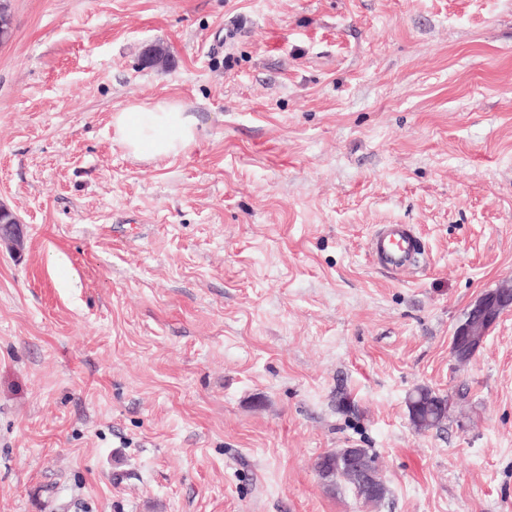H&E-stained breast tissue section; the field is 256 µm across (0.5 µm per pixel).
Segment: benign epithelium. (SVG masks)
I'll list each match as a JSON object with an SVG mask.
<instances>
[{
    "instance_id": "1",
    "label": "benign epithelium",
    "mask_w": 512,
    "mask_h": 512,
    "mask_svg": "<svg viewBox=\"0 0 512 512\" xmlns=\"http://www.w3.org/2000/svg\"><path fill=\"white\" fill-rule=\"evenodd\" d=\"M0 238L19 243L24 238V228L11 211L0 209ZM512 307V285L501 284L485 292L467 310L451 339V353L457 362H469L481 347L486 335L497 322L500 314Z\"/></svg>"
}]
</instances>
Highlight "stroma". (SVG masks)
<instances>
[{
  "instance_id": "1",
  "label": "stroma",
  "mask_w": 512,
  "mask_h": 512,
  "mask_svg": "<svg viewBox=\"0 0 512 512\" xmlns=\"http://www.w3.org/2000/svg\"><path fill=\"white\" fill-rule=\"evenodd\" d=\"M0 512H512V0H11ZM167 56L143 62L147 46ZM175 98L187 153L113 112ZM382 224L415 266L374 262ZM450 396L420 431L407 398ZM376 453L379 503L315 463ZM122 148L137 158L177 156L196 145L199 120L174 98L134 101L112 114ZM8 218L4 222L5 218ZM0 238L14 243H20L24 238V228L19 219L11 211L0 209ZM416 238L406 224H382L372 235L369 247L378 262L395 271L407 269L415 251ZM512 307V285L501 284L486 291L467 310L451 339V353L457 362H469L481 347L500 314Z\"/></svg>"
}]
</instances>
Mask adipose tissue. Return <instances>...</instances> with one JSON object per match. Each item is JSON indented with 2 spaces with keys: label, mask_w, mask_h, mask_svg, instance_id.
Returning <instances> with one entry per match:
<instances>
[{
  "label": "adipose tissue",
  "mask_w": 512,
  "mask_h": 512,
  "mask_svg": "<svg viewBox=\"0 0 512 512\" xmlns=\"http://www.w3.org/2000/svg\"><path fill=\"white\" fill-rule=\"evenodd\" d=\"M122 148L137 158L177 156L196 145L199 120L173 98L134 101L112 115Z\"/></svg>",
  "instance_id": "adipose-tissue-1"
}]
</instances>
